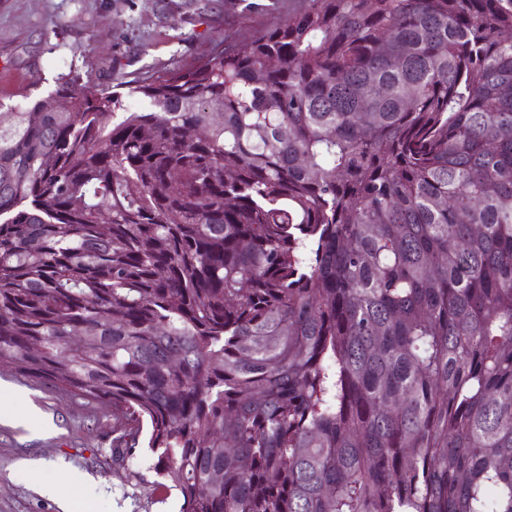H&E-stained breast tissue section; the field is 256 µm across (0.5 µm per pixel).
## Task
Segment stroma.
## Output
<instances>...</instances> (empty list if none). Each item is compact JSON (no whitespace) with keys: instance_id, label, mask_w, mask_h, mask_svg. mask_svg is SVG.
<instances>
[{"instance_id":"1","label":"stroma","mask_w":512,"mask_h":512,"mask_svg":"<svg viewBox=\"0 0 512 512\" xmlns=\"http://www.w3.org/2000/svg\"><path fill=\"white\" fill-rule=\"evenodd\" d=\"M305 0H0V110L47 95L59 77L121 88L180 69L217 46H246ZM111 411L0 364V512H62L39 493L22 461L65 488L69 512H180L170 495L148 504L133 486L156 475L151 457L112 461Z\"/></svg>"}]
</instances>
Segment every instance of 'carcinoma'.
Listing matches in <instances>:
<instances>
[{
    "label": "carcinoma",
    "mask_w": 512,
    "mask_h": 512,
    "mask_svg": "<svg viewBox=\"0 0 512 512\" xmlns=\"http://www.w3.org/2000/svg\"><path fill=\"white\" fill-rule=\"evenodd\" d=\"M78 82L0 112V363L182 512H512V0Z\"/></svg>",
    "instance_id": "carcinoma-1"
}]
</instances>
